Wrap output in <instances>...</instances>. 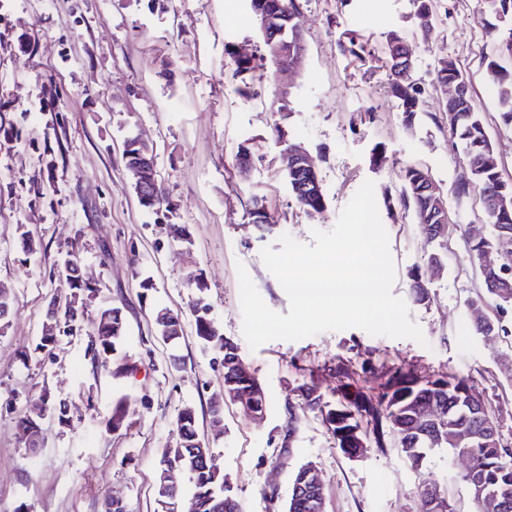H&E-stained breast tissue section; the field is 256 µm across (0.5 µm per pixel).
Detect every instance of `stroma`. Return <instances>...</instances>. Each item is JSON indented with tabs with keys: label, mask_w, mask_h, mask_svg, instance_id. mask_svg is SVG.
<instances>
[{
	"label": "stroma",
	"mask_w": 512,
	"mask_h": 512,
	"mask_svg": "<svg viewBox=\"0 0 512 512\" xmlns=\"http://www.w3.org/2000/svg\"><path fill=\"white\" fill-rule=\"evenodd\" d=\"M305 33L301 71L268 67L240 93L225 47L263 53L249 0H5L0 5V285L12 307L0 329V395L37 401L42 388L66 402L71 424L41 420L43 441L30 451L15 413L0 407V512H102L118 498L129 512H161L154 481L163 449L177 441L175 418L186 407L210 440L213 463L242 512H285L289 479L314 462L323 481L324 512H421L416 487L441 486L455 512H470L464 466L442 449L420 467L398 448L368 444L344 455L320 418L300 415L291 448L282 438L288 408L306 376L325 397L348 384L379 387L381 365L418 375L453 371L475 378L476 393L498 418L512 449V375L499 365L505 343L473 330L469 304L482 291L468 257V227L484 223L477 196L456 197L463 154L440 109L441 59L468 79L487 134L512 179V128L485 94L486 64L500 59L485 32L480 0H437L435 30L424 38L413 0H297ZM365 45L345 50L348 32ZM399 32L414 60L413 78L425 103L404 122L388 91L390 32ZM138 135L154 146L158 180L170 207L143 209L123 161V143ZM299 143L311 153L325 195L324 210L299 207L282 170V153ZM249 149L240 172L235 158ZM415 163L448 195L443 275L425 301L412 279L428 247L413 211L398 204L399 170ZM375 184L380 219L396 265L392 293L409 309L424 342L372 335L359 328L298 341L273 340L251 349L242 332L238 267H245L269 308L287 312L289 299L260 251L283 234L308 243L331 230L364 181ZM272 217L270 229L251 220L254 197ZM393 207H386V200ZM37 243L24 256L23 235ZM77 254L97 290L88 316L121 308L127 324L129 373L113 378L85 351L90 336L62 338L52 358L21 362L45 332L47 309L59 296L60 274ZM202 274L204 288L192 277ZM150 278V301L140 282ZM203 297L211 318L238 347L266 392L263 420L224 406V433L212 437L208 409L224 387L215 350L197 338L188 302ZM183 316L176 348L157 336L153 312ZM124 398L127 424L106 428L113 402Z\"/></svg>",
	"instance_id": "35a3bbf8"
}]
</instances>
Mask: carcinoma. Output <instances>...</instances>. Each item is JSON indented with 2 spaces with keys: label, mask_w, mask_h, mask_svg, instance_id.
<instances>
[{
  "label": "carcinoma",
  "mask_w": 512,
  "mask_h": 512,
  "mask_svg": "<svg viewBox=\"0 0 512 512\" xmlns=\"http://www.w3.org/2000/svg\"><path fill=\"white\" fill-rule=\"evenodd\" d=\"M281 5L279 14L270 20L267 28L291 27L287 17L296 11L295 0H272ZM483 14H488L500 21L512 16V0H483ZM487 33L498 43L503 54L512 56V25L498 26L488 24ZM389 43L392 50L390 57V92L399 101L404 121L410 122L423 105L424 90L412 80L411 73L401 76L394 72L399 64L397 55L399 48L406 47L401 35L393 31L389 34ZM229 65L236 76L251 73L260 67L254 58L241 57L234 54V45L227 46ZM489 83L498 99L502 124L512 126V70L501 65L496 60L487 63ZM460 112L463 119L455 127L449 128L451 137L458 143L463 154L490 155L493 147L487 138L482 118L477 112L472 93H467L465 101L461 104ZM429 176L427 170L418 164H406L401 167L399 177L403 184V202L412 207L417 223L431 222L430 209L424 196L415 192V185L423 178ZM297 203L313 211L325 208L326 201L323 188L308 197L295 194ZM65 288L64 302L57 307V332L64 336H71L73 332L89 330V335L95 337L94 342L86 350L92 363L106 366L112 365V375L115 378L123 376L129 369V364L120 355L121 346L127 333L126 321L122 310L118 307L106 308L89 319L85 312L69 305V298L75 294H92L95 292V282L83 272L79 258L71 254L66 265V274L61 282ZM194 319L196 336L205 344L216 349L221 356L224 353V336L215 326L210 317L209 304L198 297L190 305ZM432 384L421 382L409 369L399 368L387 373V380L376 394L369 395L362 389L354 392L342 390L332 400H327L317 391L313 377L295 388L301 397L303 408L319 414L322 424L330 432L336 447L343 453L350 454L355 448L365 447L367 432L363 430L361 421L371 425L372 437L377 447L385 444L388 434L396 437L397 446L401 449L418 448V453L426 455L434 448H446L448 452L457 455L465 451L476 457L479 463V472L486 481L494 485H506L512 488V453L503 445L498 444L488 448H459L448 440V429L441 427L437 434L424 438L420 442H413L414 436L406 433V425L411 421V415L418 408L420 402L433 396L451 410H456V398L466 395L474 387V378L452 372H441L430 376ZM125 398H118L112 406V412L107 424L116 431L125 424L126 408ZM183 473L187 474L191 482V501L193 512H213V501L216 498L224 499V512H240L239 504L226 488L224 476L207 469L199 463L185 461ZM303 467H298L290 481V492L286 512H314L310 502L322 503V491L310 490L300 495L295 493V486L302 480Z\"/></svg>",
  "instance_id": "carcinoma-1"
}]
</instances>
